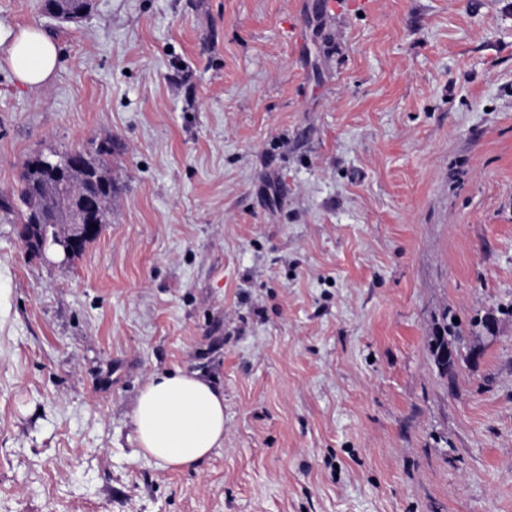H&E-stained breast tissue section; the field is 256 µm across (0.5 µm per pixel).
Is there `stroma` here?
<instances>
[{
    "instance_id": "stroma-1",
    "label": "stroma",
    "mask_w": 512,
    "mask_h": 512,
    "mask_svg": "<svg viewBox=\"0 0 512 512\" xmlns=\"http://www.w3.org/2000/svg\"><path fill=\"white\" fill-rule=\"evenodd\" d=\"M0 23L62 53L39 88L0 67V196L103 145L117 188L68 259L0 210V512H512V0H0ZM174 368L224 390L195 470L132 422ZM44 165L59 175L63 172L72 171L75 168H79L84 164V157L79 152H67L63 154H57L47 156L43 161ZM456 323L451 322L448 324V316L443 318L441 326L438 328L432 338V352L434 357L435 365L437 366L440 373L444 376L452 377L454 370L461 359L460 353L455 350V356L448 360L447 349H448V335L454 333Z\"/></svg>"
}]
</instances>
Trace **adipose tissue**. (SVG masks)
<instances>
[{
  "label": "adipose tissue",
  "mask_w": 512,
  "mask_h": 512,
  "mask_svg": "<svg viewBox=\"0 0 512 512\" xmlns=\"http://www.w3.org/2000/svg\"><path fill=\"white\" fill-rule=\"evenodd\" d=\"M0 57L21 85L39 88L58 67L57 43L43 30L0 28ZM133 424L140 453L163 468H197L224 445V392L196 372L153 375L140 390Z\"/></svg>",
  "instance_id": "obj_1"
}]
</instances>
